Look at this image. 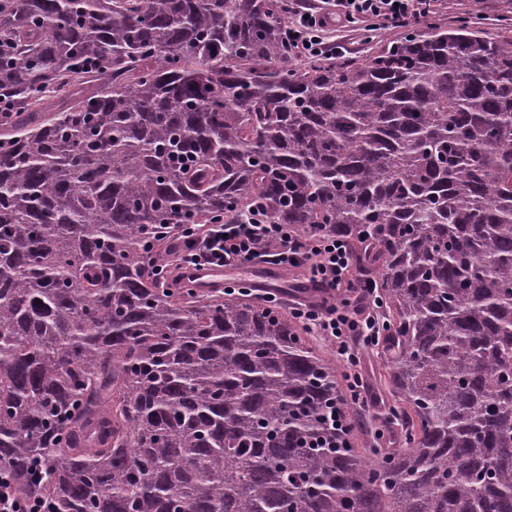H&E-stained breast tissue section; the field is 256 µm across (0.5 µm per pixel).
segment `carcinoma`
<instances>
[{
    "label": "carcinoma",
    "instance_id": "carcinoma-1",
    "mask_svg": "<svg viewBox=\"0 0 512 512\" xmlns=\"http://www.w3.org/2000/svg\"><path fill=\"white\" fill-rule=\"evenodd\" d=\"M276 0H0V467L52 512H512V28L298 64ZM343 239L402 447L152 230Z\"/></svg>",
    "mask_w": 512,
    "mask_h": 512
}]
</instances>
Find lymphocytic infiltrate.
Returning a JSON list of instances; mask_svg holds the SVG:
<instances>
[{
	"mask_svg": "<svg viewBox=\"0 0 512 512\" xmlns=\"http://www.w3.org/2000/svg\"><path fill=\"white\" fill-rule=\"evenodd\" d=\"M288 13V52L306 61L317 57L341 58L347 46L326 27L323 15L335 13L340 28L366 25L368 30L405 32L423 17L436 12L439 0H283ZM338 27V28H339ZM178 238L184 245L182 263L227 268L275 266L302 270L307 281L323 290L319 302H294L291 313L308 332L336 347L342 362L341 398L367 400L360 348L379 346L385 334L380 317L382 302L376 286L357 290L353 301L339 300L341 290L352 287L356 274L347 243L333 238L301 239L284 224L253 218L242 224L216 221L183 224Z\"/></svg>",
	"mask_w": 512,
	"mask_h": 512,
	"instance_id": "1",
	"label": "lymphocytic infiltrate"
}]
</instances>
